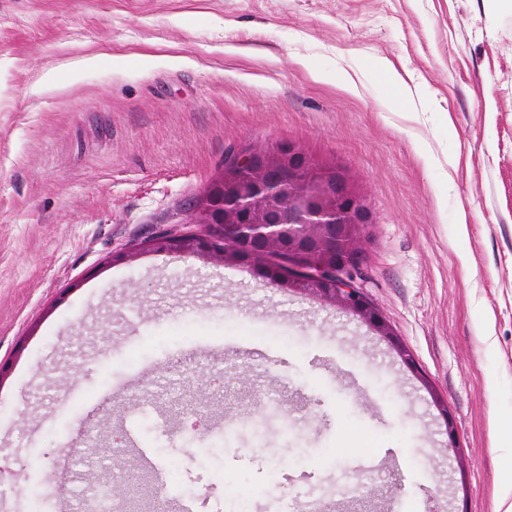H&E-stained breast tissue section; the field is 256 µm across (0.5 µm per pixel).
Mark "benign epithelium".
Masks as SVG:
<instances>
[{"instance_id":"7a95c632","label":"benign epithelium","mask_w":512,"mask_h":512,"mask_svg":"<svg viewBox=\"0 0 512 512\" xmlns=\"http://www.w3.org/2000/svg\"><path fill=\"white\" fill-rule=\"evenodd\" d=\"M215 188L224 201L197 207L200 224L211 225L202 246L186 238L181 249L166 232L148 244L155 253H193L267 271L266 257H288V267L300 264L297 275L271 274L269 282L296 293H311L359 317L396 348L405 362L406 351L355 285L362 263V243L371 214L365 199L353 192L338 174L317 175L313 160L301 148L282 143L265 150L232 154L224 160V176ZM213 239L235 244L249 257L216 251Z\"/></svg>"}]
</instances>
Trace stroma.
Segmentation results:
<instances>
[{
  "instance_id": "1",
  "label": "stroma",
  "mask_w": 512,
  "mask_h": 512,
  "mask_svg": "<svg viewBox=\"0 0 512 512\" xmlns=\"http://www.w3.org/2000/svg\"><path fill=\"white\" fill-rule=\"evenodd\" d=\"M300 147L372 215L357 284L410 353L235 264L157 254L232 152ZM232 362L203 431L169 393ZM136 379L134 391L120 383ZM110 395L149 512L372 478L498 512L512 458V10L500 0H0V512L53 488ZM270 422L265 438L225 420Z\"/></svg>"
}]
</instances>
